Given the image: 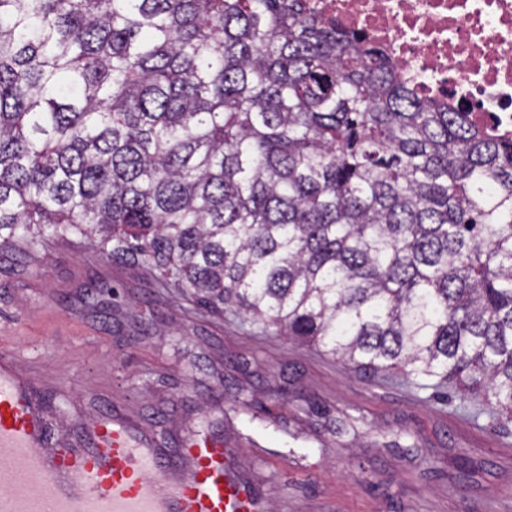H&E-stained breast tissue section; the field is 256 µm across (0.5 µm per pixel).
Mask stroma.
Here are the masks:
<instances>
[{
  "label": "stroma",
  "mask_w": 512,
  "mask_h": 512,
  "mask_svg": "<svg viewBox=\"0 0 512 512\" xmlns=\"http://www.w3.org/2000/svg\"><path fill=\"white\" fill-rule=\"evenodd\" d=\"M1 336L35 369L52 436L111 400L172 447L189 430L223 433L270 512H512V419L471 420L480 399L429 401L403 375L355 373L196 310L79 236L0 250Z\"/></svg>",
  "instance_id": "1"
}]
</instances>
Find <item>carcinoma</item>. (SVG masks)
<instances>
[{
	"label": "carcinoma",
	"mask_w": 512,
	"mask_h": 512,
	"mask_svg": "<svg viewBox=\"0 0 512 512\" xmlns=\"http://www.w3.org/2000/svg\"><path fill=\"white\" fill-rule=\"evenodd\" d=\"M306 0H0V249L70 235L204 311L512 411V134Z\"/></svg>",
	"instance_id": "cac0c4a2"
}]
</instances>
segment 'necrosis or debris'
Returning a JSON list of instances; mask_svg holds the SVG:
<instances>
[{"label": "necrosis or debris", "instance_id": "1", "mask_svg": "<svg viewBox=\"0 0 512 512\" xmlns=\"http://www.w3.org/2000/svg\"><path fill=\"white\" fill-rule=\"evenodd\" d=\"M366 33L426 97L484 127L512 128V0H307Z\"/></svg>", "mask_w": 512, "mask_h": 512}]
</instances>
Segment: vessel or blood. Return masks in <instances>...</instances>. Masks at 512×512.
I'll return each instance as SVG.
<instances>
[{"label":"vessel or blood","instance_id":"b4317fda","mask_svg":"<svg viewBox=\"0 0 512 512\" xmlns=\"http://www.w3.org/2000/svg\"><path fill=\"white\" fill-rule=\"evenodd\" d=\"M0 512H263L220 435L164 448L124 407L54 440L34 377L0 350Z\"/></svg>","mask_w":512,"mask_h":512}]
</instances>
